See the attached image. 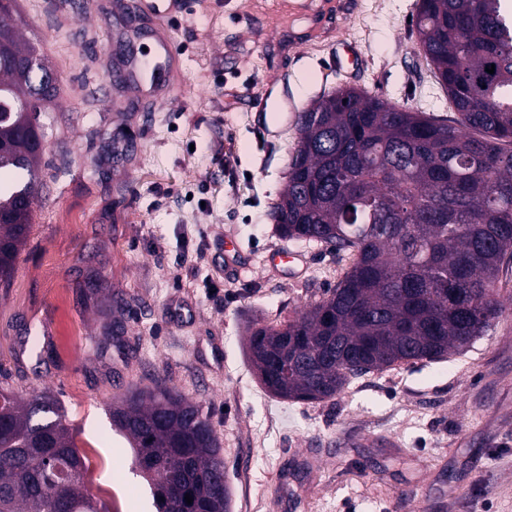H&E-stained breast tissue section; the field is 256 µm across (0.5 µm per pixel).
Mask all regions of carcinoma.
Listing matches in <instances>:
<instances>
[{
  "label": "carcinoma",
  "mask_w": 512,
  "mask_h": 512,
  "mask_svg": "<svg viewBox=\"0 0 512 512\" xmlns=\"http://www.w3.org/2000/svg\"><path fill=\"white\" fill-rule=\"evenodd\" d=\"M0 0V281L30 235L44 153L39 45ZM420 51L455 117L340 87L298 114V141L273 206L283 237L353 260L329 295L249 336L262 382L292 400L335 397L349 377L442 359L503 316L496 284L512 257V18L500 0H418ZM495 66L489 74L485 68ZM153 486L157 512H227L211 417L158 380L112 404ZM56 399L0 388V512H109L76 460ZM193 502L188 504L185 495Z\"/></svg>",
  "instance_id": "carcinoma-1"
}]
</instances>
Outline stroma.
Instances as JSON below:
<instances>
[{"label":"stroma","mask_w":512,"mask_h":512,"mask_svg":"<svg viewBox=\"0 0 512 512\" xmlns=\"http://www.w3.org/2000/svg\"><path fill=\"white\" fill-rule=\"evenodd\" d=\"M20 0L61 80L40 121L33 231L0 284V387L46 390L67 414L88 485L110 512H156L109 407L160 378L212 416L230 512H512V262L506 312L443 360L351 379L322 401L267 392L247 353L254 324H285L326 297L350 256L281 238L270 216L299 112L343 85L438 118L448 98L419 51L418 0H184L168 23L173 96L142 109L118 54L149 47L123 0ZM355 43L354 73L333 62ZM314 72L301 86L302 72ZM232 237L253 266L224 267ZM304 254L296 280L271 250Z\"/></svg>","instance_id":"1"}]
</instances>
